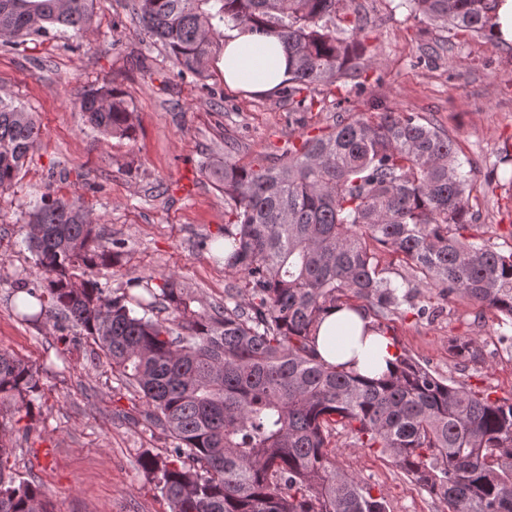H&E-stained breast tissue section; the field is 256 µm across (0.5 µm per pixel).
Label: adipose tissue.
Here are the masks:
<instances>
[{"label":"adipose tissue","mask_w":512,"mask_h":512,"mask_svg":"<svg viewBox=\"0 0 512 512\" xmlns=\"http://www.w3.org/2000/svg\"><path fill=\"white\" fill-rule=\"evenodd\" d=\"M224 81L254 93H268L288 77V51L276 37L247 26L234 29L224 41L220 57ZM368 321L354 309L328 308L315 341L319 357L368 378L387 373L398 350L382 332L368 329Z\"/></svg>","instance_id":"obj_1"}]
</instances>
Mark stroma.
Instances as JSON below:
<instances>
[{
	"instance_id": "obj_1",
	"label": "stroma",
	"mask_w": 512,
	"mask_h": 512,
	"mask_svg": "<svg viewBox=\"0 0 512 512\" xmlns=\"http://www.w3.org/2000/svg\"><path fill=\"white\" fill-rule=\"evenodd\" d=\"M129 2L93 0L79 43L49 35L19 50L0 46V99L34 112L41 127L13 186L0 192V350L37 367L41 388L27 416L0 403V432L12 441L15 473L39 485L54 512H169L138 459L164 452L172 440L146 418L144 401L115 380L92 340H61L52 320L26 322L15 313V282L41 278L25 213L46 187L88 210L104 243L123 242L120 264L95 273L108 296L121 295L131 279L158 286L170 275L191 291L195 310L208 311L242 279L199 246L223 240L229 210L204 163L223 158L228 143L243 163L281 153L303 133L379 104L447 132L478 183L497 171L500 188L478 200L477 233L495 243L512 233V200L502 189L512 166L497 162L512 151V42L494 46L424 27L400 0H351L350 10L367 23L359 68L320 85L318 103L305 109L277 91L230 89L217 66L206 84L163 86L172 70L168 53L145 34ZM104 84L131 101L132 138L104 136L77 111L79 98ZM410 296L438 313L388 321L385 333L398 351L434 375L512 398V326L421 284ZM460 342L479 350V360L457 355ZM332 444L337 466L376 484L389 512H444L391 457L357 447L341 430Z\"/></svg>"
}]
</instances>
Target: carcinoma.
<instances>
[{
	"mask_svg": "<svg viewBox=\"0 0 512 512\" xmlns=\"http://www.w3.org/2000/svg\"><path fill=\"white\" fill-rule=\"evenodd\" d=\"M342 2L133 0L131 8L182 80L211 76L226 25L278 37L289 54L288 96L312 106L316 86L356 69L364 50L363 18L340 13ZM503 2L401 6L494 42ZM91 21L89 0H0V38L16 49L53 32L77 40ZM130 105L103 86L78 109L102 133L130 137ZM39 137L33 113L0 99V190ZM457 154L447 133L388 107L349 114L254 163L224 152L204 171L231 204L224 267L242 274L244 291L224 289V306L210 313L196 311L172 277L157 289L134 279L122 295H106L94 271L117 264L121 246L99 244L87 211L48 192L28 212L42 279L16 283L17 315L36 322L49 313L57 331L79 330L141 394L147 417L174 441L139 459L170 512H388L382 490L336 468L339 427L391 457L448 512H512L511 398L438 377L405 353L393 372L368 380L313 347L331 306L434 315L385 276L378 247L441 299H468L512 321V243L473 234L474 184ZM159 305L170 317L153 315ZM39 391V371L1 350L0 400L28 411ZM11 452L0 440V512H50L40 487L11 473Z\"/></svg>",
	"mask_w": 512,
	"mask_h": 512,
	"instance_id": "carcinoma-1",
	"label": "carcinoma"
}]
</instances>
